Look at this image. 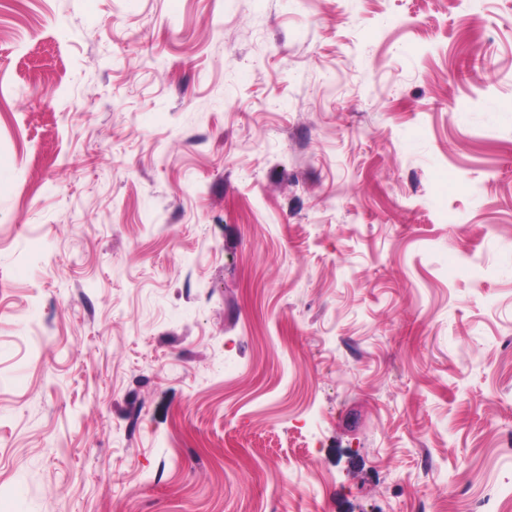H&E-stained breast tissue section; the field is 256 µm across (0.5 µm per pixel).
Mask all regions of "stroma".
Returning <instances> with one entry per match:
<instances>
[{"label": "stroma", "instance_id": "35a3bbf8", "mask_svg": "<svg viewBox=\"0 0 512 512\" xmlns=\"http://www.w3.org/2000/svg\"><path fill=\"white\" fill-rule=\"evenodd\" d=\"M0 512H512V0H0Z\"/></svg>", "mask_w": 512, "mask_h": 512}]
</instances>
